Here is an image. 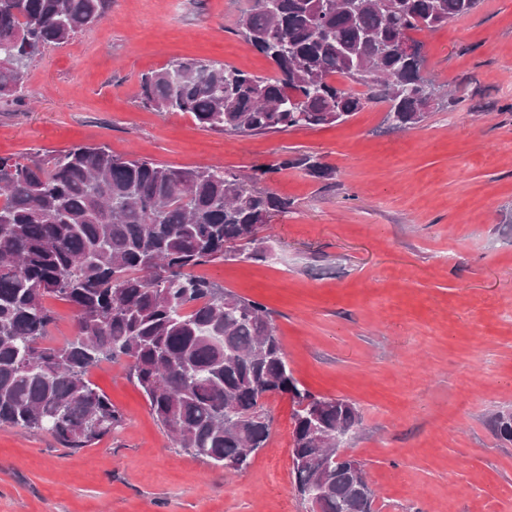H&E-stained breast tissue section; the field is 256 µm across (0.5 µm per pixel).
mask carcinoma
<instances>
[{
    "label": "carcinoma",
    "mask_w": 512,
    "mask_h": 512,
    "mask_svg": "<svg viewBox=\"0 0 512 512\" xmlns=\"http://www.w3.org/2000/svg\"><path fill=\"white\" fill-rule=\"evenodd\" d=\"M111 0H0V98L22 96L32 61L99 23ZM253 0L240 33L278 76L186 59L141 80V99L201 127L253 136L347 121L388 105L394 129L421 123L439 98L424 58L404 40L471 14L479 0ZM342 80V84L334 80ZM218 165L174 168L79 145L46 159L0 156V425L46 431L79 450L116 431L122 413L88 379L124 358L129 376L178 447L238 473L265 447V399L293 404L292 474L300 495L324 487L320 512H376L362 462L319 468L327 441L357 428L344 398L319 396L288 368L267 308L193 273L216 260L265 259L256 234L288 200ZM56 298L74 337L49 340ZM512 442V413L492 417Z\"/></svg>",
    "instance_id": "obj_1"
}]
</instances>
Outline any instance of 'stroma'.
I'll use <instances>...</instances> for the list:
<instances>
[{"instance_id":"1","label":"stroma","mask_w":512,"mask_h":512,"mask_svg":"<svg viewBox=\"0 0 512 512\" xmlns=\"http://www.w3.org/2000/svg\"><path fill=\"white\" fill-rule=\"evenodd\" d=\"M251 5L112 0L31 63L21 100H0V155L103 144L173 167L267 168L256 189L292 211L260 229L265 260L197 275L263 303L299 382L356 404L345 451L377 512H512V443L489 426L512 410V0L419 34L443 96L410 128L376 103L337 125L239 136L143 105L142 76L175 59L276 76L237 31ZM308 157L330 179L310 176ZM89 379L122 412L120 431L72 450L0 427V512H307L288 396L268 398L266 447L229 474L175 445L125 362Z\"/></svg>"}]
</instances>
